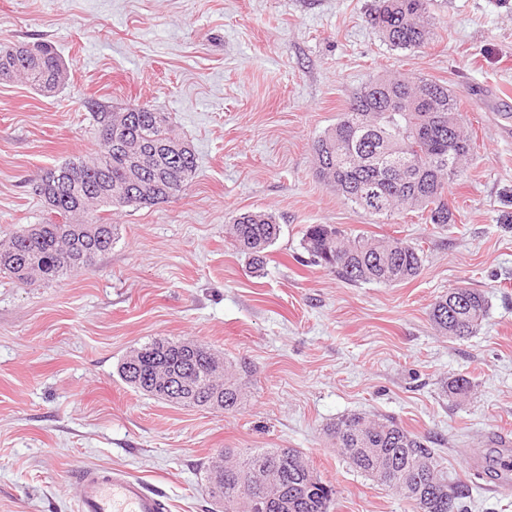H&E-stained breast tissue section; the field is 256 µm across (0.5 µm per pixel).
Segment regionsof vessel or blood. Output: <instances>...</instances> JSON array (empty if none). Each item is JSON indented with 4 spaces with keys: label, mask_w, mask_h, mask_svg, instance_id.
I'll use <instances>...</instances> for the list:
<instances>
[{
    "label": "vessel or blood",
    "mask_w": 512,
    "mask_h": 512,
    "mask_svg": "<svg viewBox=\"0 0 512 512\" xmlns=\"http://www.w3.org/2000/svg\"><path fill=\"white\" fill-rule=\"evenodd\" d=\"M73 480L74 512H167L162 489L126 469L86 465Z\"/></svg>",
    "instance_id": "b4317fda"
}]
</instances>
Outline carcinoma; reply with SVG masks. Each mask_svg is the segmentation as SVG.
<instances>
[{
    "label": "carcinoma",
    "mask_w": 512,
    "mask_h": 512,
    "mask_svg": "<svg viewBox=\"0 0 512 512\" xmlns=\"http://www.w3.org/2000/svg\"><path fill=\"white\" fill-rule=\"evenodd\" d=\"M371 26L396 49L428 43L433 21L430 0H375ZM0 73L24 77L42 94L54 93L67 67L51 45L0 46ZM94 158L71 160L47 170L36 186L48 219L0 239V274L14 282H53L83 270L84 259L112 249L118 227L101 217L103 207L157 205L186 190L197 158L190 145L175 152L166 112L150 106L99 109ZM112 127V137L101 136ZM319 177L343 199L381 220L416 211L428 224L455 223L446 190L460 180L472 154L457 101L448 86L406 73L384 74L365 83L336 124L312 144ZM281 224L268 212L247 211L231 225L237 249L250 273L261 276L268 249ZM303 247L318 266L350 283L395 285L423 269L419 245L400 238L348 236L333 224H311ZM486 296L474 288H453L432 304L429 318L443 334L474 335L488 314ZM256 370L221 358L189 339H156L128 352L117 366L135 391L183 408L237 411ZM473 382L464 376L446 385L451 398H466ZM327 435L350 467L413 501L415 512H463V486L448 481L437 449L392 417L363 413L342 416ZM224 463L206 474L216 512H253L258 495L270 497L266 512H330L336 491L298 448L222 450Z\"/></svg>",
    "instance_id": "carcinoma-1"
}]
</instances>
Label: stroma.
<instances>
[{
  "label": "stroma",
  "mask_w": 512,
  "mask_h": 512,
  "mask_svg": "<svg viewBox=\"0 0 512 512\" xmlns=\"http://www.w3.org/2000/svg\"><path fill=\"white\" fill-rule=\"evenodd\" d=\"M373 0H0V45L45 41L69 67L55 93L0 81V237L46 220V170L100 149L92 104L169 113L197 170L180 196L109 212L111 250L49 283L0 278V512H73L78 466L122 467L162 488L167 512H208L203 478L221 448H298L336 490L331 512H413L353 470L325 434L344 415L391 416L431 438L465 486L464 512H512V0H431L435 36L391 48ZM447 85L473 133L448 187L456 221L381 220L316 173L311 145L373 76ZM246 211L282 226L262 276L227 234ZM311 224L420 244L397 285L351 284L310 264ZM476 288L490 309L458 340L435 299ZM193 339L257 373L234 413L181 408L116 373L154 339ZM474 383L453 401L451 378ZM477 469L458 467L462 450Z\"/></svg>",
  "instance_id": "stroma-1"
}]
</instances>
